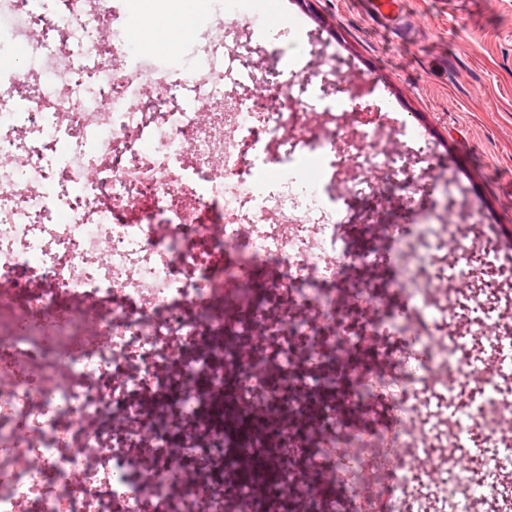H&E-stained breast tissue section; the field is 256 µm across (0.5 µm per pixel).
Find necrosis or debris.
<instances>
[{
    "label": "necrosis or debris",
    "mask_w": 512,
    "mask_h": 512,
    "mask_svg": "<svg viewBox=\"0 0 512 512\" xmlns=\"http://www.w3.org/2000/svg\"><path fill=\"white\" fill-rule=\"evenodd\" d=\"M112 0H0V50L30 41L0 90V512H512V357L491 310L443 285L492 268L448 264L441 225L394 235L382 282L336 285L385 254L354 246L328 177L336 134L289 147L291 62L242 64L269 101L229 94L223 42L146 68L107 32ZM326 110L361 99L323 72ZM431 269L428 280L418 272ZM471 329L455 330L459 312ZM477 383L452 415V398ZM272 424L274 454L209 409ZM454 433L458 452L436 461ZM264 459L278 487L239 477Z\"/></svg>",
    "instance_id": "4bbe7bcc"
}]
</instances>
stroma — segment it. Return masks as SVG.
<instances>
[{
  "label": "stroma",
  "instance_id": "stroma-1",
  "mask_svg": "<svg viewBox=\"0 0 512 512\" xmlns=\"http://www.w3.org/2000/svg\"><path fill=\"white\" fill-rule=\"evenodd\" d=\"M257 0L215 12L206 10L178 49H200L224 32L250 31L256 63L298 59L302 75L339 65L347 80L363 82L376 69L380 87L435 152L436 165L421 182L422 215L443 225L455 243L494 245L501 294L512 295V0H281L278 21L250 30ZM303 15L295 27L294 15ZM299 120L288 129L297 141L312 131L333 130L348 145L349 161L334 184L345 197L351 223L377 238L378 224L400 223L405 191L388 172L367 170L358 150L359 108L331 114L300 100ZM367 180L371 195L350 196L352 182ZM376 221L363 222L366 211Z\"/></svg>",
  "mask_w": 512,
  "mask_h": 512
}]
</instances>
